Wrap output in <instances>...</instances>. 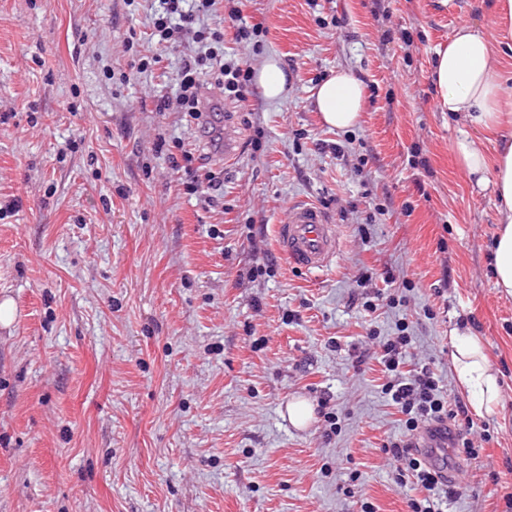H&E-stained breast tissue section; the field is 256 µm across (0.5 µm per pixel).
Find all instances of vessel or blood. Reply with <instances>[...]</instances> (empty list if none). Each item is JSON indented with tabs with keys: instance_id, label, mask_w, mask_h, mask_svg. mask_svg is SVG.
I'll list each match as a JSON object with an SVG mask.
<instances>
[{
	"instance_id": "b4317fda",
	"label": "vessel or blood",
	"mask_w": 512,
	"mask_h": 512,
	"mask_svg": "<svg viewBox=\"0 0 512 512\" xmlns=\"http://www.w3.org/2000/svg\"><path fill=\"white\" fill-rule=\"evenodd\" d=\"M279 249L294 267L310 273L327 269L337 252L338 231L318 206L298 201L288 217L277 225ZM450 438L445 428L431 426L423 431L420 448L438 469H445Z\"/></svg>"
}]
</instances>
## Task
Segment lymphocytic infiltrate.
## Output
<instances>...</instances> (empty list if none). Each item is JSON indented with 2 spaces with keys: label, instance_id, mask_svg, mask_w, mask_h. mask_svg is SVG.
Returning <instances> with one entry per match:
<instances>
[{
  "label": "lymphocytic infiltrate",
  "instance_id": "f902f5d3",
  "mask_svg": "<svg viewBox=\"0 0 512 512\" xmlns=\"http://www.w3.org/2000/svg\"><path fill=\"white\" fill-rule=\"evenodd\" d=\"M158 2L152 20L153 35L158 41L171 40L184 26L196 29L199 50L195 56L183 61L177 73L182 111L194 119L201 117L202 90L208 84L220 89L224 96L239 102L248 101L253 79L250 65L220 57L217 45L223 42L224 35L204 23L215 0ZM410 342L409 336L401 334L387 340L381 347L379 362L389 376L382 392L402 414L407 431L406 438L390 442L384 451L390 460L395 482L403 484L410 480L424 491L422 498L410 500V512H442L444 498L453 497L455 491L441 489L439 475L414 452L409 434L427 421L452 422L457 430L458 452L475 459L479 450L468 436L474 421L462 405L449 403L429 365H421L413 374L405 373L406 348Z\"/></svg>",
  "mask_w": 512,
  "mask_h": 512
}]
</instances>
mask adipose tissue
I'll return each instance as SVG.
<instances>
[{"label": "adipose tissue", "mask_w": 512, "mask_h": 512, "mask_svg": "<svg viewBox=\"0 0 512 512\" xmlns=\"http://www.w3.org/2000/svg\"><path fill=\"white\" fill-rule=\"evenodd\" d=\"M494 9V32L463 23L447 46L437 49L431 79L438 110L465 127L453 145L457 158L477 185H491L498 200V230L491 246L494 286L512 297V90L502 67L504 51H512V0H495ZM365 100L363 84L343 72L313 93L325 125L338 130L359 125ZM487 132L498 135L490 150L480 141ZM451 342L453 371L474 413L495 414L501 404L499 377L482 338L456 330Z\"/></svg>", "instance_id": "1"}]
</instances>
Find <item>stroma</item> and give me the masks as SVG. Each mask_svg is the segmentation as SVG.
<instances>
[{
	"label": "stroma",
	"instance_id": "35a3bbf8",
	"mask_svg": "<svg viewBox=\"0 0 512 512\" xmlns=\"http://www.w3.org/2000/svg\"><path fill=\"white\" fill-rule=\"evenodd\" d=\"M152 3L0 0V512H360L365 500L407 512L423 492L392 479L383 447L400 415L373 358L402 322L407 369L429 364L452 401L448 336L483 337L501 405L474 420L473 435L491 434L478 459L449 448L447 512H512L496 199L456 160L460 125L431 83L459 23L493 31L490 0H242L259 54L216 0L205 22L224 31L225 56H277L291 80L254 111L227 97L198 120L154 109L176 99L196 46L156 42ZM339 69L367 91L348 131L324 126L311 98ZM163 140L223 171L220 189L186 194ZM299 200L340 233L316 274L276 245ZM379 292L400 304L366 311ZM298 399L314 409L302 429L288 418Z\"/></svg>",
	"mask_w": 512,
	"mask_h": 512
}]
</instances>
